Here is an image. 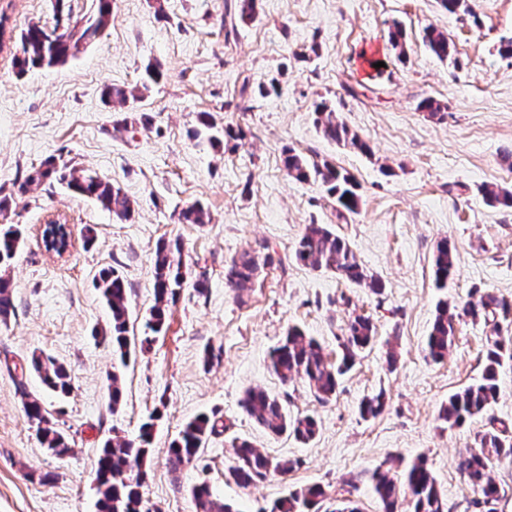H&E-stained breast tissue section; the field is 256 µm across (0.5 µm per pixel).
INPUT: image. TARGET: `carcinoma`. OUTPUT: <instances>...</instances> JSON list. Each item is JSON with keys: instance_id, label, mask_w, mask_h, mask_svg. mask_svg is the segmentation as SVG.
Listing matches in <instances>:
<instances>
[{"instance_id": "carcinoma-1", "label": "carcinoma", "mask_w": 512, "mask_h": 512, "mask_svg": "<svg viewBox=\"0 0 512 512\" xmlns=\"http://www.w3.org/2000/svg\"><path fill=\"white\" fill-rule=\"evenodd\" d=\"M227 11H234L242 21L252 20L257 13L256 0H231L225 4ZM112 17V0H95L93 13L84 25H63L56 19L53 30L58 32L55 41L44 39L47 26L30 23L20 32V50L13 55L12 64L22 75L34 68H52L64 64L83 44L94 41L108 26ZM423 41L440 60L451 55L448 38L442 32L428 27ZM318 126L323 136L344 146L361 151L368 145L357 134L340 122L336 113L327 106L318 107ZM283 167L287 175L298 181L318 179L327 188L328 196L336 207L350 213L359 209L360 197L353 178L327 160H310L289 148L284 152ZM63 181L80 196L97 201L105 210L119 219H127L134 211L133 201L119 186L97 175L85 173L67 164H58L49 158L41 168L26 176L24 183L47 179ZM484 199L491 204L512 208V190L483 188ZM22 241V231L14 224L0 226V269L10 267ZM295 259L314 271L332 272L341 278L368 289L376 296L384 294L383 282L367 273L357 259L350 243L336 234L328 224H310L302 235L294 253ZM271 256L259 258L245 250L233 257L224 276L228 284L242 290L249 287L268 264ZM435 287L442 291L436 314L426 337L424 351L433 362L448 357L455 335L454 321L457 309L474 322H483L489 328V344L483 357L480 378L448 398L440 411L439 419L448 427L460 426L477 415H488L485 430L477 433L475 446L461 457L459 470L466 485L478 496L477 504L483 512H498L497 505L503 497L499 484L491 476L492 463L503 457L512 458V433L504 421L491 414L499 393V378L504 367H512V302L492 293L483 292L463 304L448 303V284L456 275L455 246L444 238L437 242L432 258ZM185 273L181 247L177 243L162 241L154 259V305L147 323L149 330L160 333L168 317L170 304L183 287ZM95 286L102 294L111 312L109 330L103 333L120 358L128 354L127 333L128 300L123 279L113 269H103L95 278ZM14 310L12 284L0 275V322H7ZM376 327L368 316L353 314L336 337L339 353L332 362L321 344L304 334L297 326H290L279 345L271 353V369L287 384L297 378L303 380L314 397L327 403L336 397L340 377L349 371L373 342ZM31 369L52 392L65 395L70 392V375L64 366L43 353L34 354ZM384 395L379 393L364 398L359 405L362 417H375L385 408ZM242 408L254 422L268 434H287L297 441L308 443L318 432V421L311 415H292L288 400L271 396L260 389L245 392ZM24 413L36 427L41 445L53 456L63 458L72 448L67 437L53 426L43 401L27 397L23 401ZM221 418L217 414H201L189 421L168 448L169 465L177 471L201 458V451L208 437L217 433ZM153 424L147 422L140 428L139 439L126 440L114 437L106 442L96 460V489L98 512H151L143 509L140 488L148 478L149 444ZM294 466L291 460L275 461L251 442L235 444V457L228 468V475L237 485L248 488L266 480L273 473H285ZM368 482L383 505V512H397L400 500L411 502L412 512H448L437 480L424 460L419 459L399 471L389 462L377 465L366 473ZM360 475L348 480L353 486L364 478ZM196 512H235L229 505L214 498L205 482L191 488ZM327 499L320 484L292 490L279 498L270 512H319Z\"/></svg>"}]
</instances>
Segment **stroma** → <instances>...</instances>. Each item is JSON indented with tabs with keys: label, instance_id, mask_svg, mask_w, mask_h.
<instances>
[{
	"label": "stroma",
	"instance_id": "35a3bbf8",
	"mask_svg": "<svg viewBox=\"0 0 512 512\" xmlns=\"http://www.w3.org/2000/svg\"><path fill=\"white\" fill-rule=\"evenodd\" d=\"M8 42L0 47V187L15 195L0 224H17L25 241L8 270L14 312L0 323V512H96L95 462L105 440L136 438L156 415L148 478L141 492L154 512H195L191 486L207 483L238 512H267L288 491L325 487L327 512L348 496L363 512H379L367 484L349 490L352 475L389 458L424 457L450 512H478L457 469L487 420L447 427L439 412L449 396L476 381L489 332L456 323L448 357L423 351L440 296L431 270L441 238L456 247L449 301L472 289L512 300V209L487 205L483 187L512 190V0H465L451 14L438 0H259L249 22L225 12L224 0H112L102 35L67 63L17 75L14 38L31 22L53 23L54 0H11ZM405 31L398 57L388 32ZM448 36L442 61L422 41L424 28ZM379 67L365 64V57ZM165 76L140 98L109 102L110 86H140L145 69ZM278 79L282 94L239 108L242 84ZM425 97L445 110H418ZM326 103L370 153L325 139L316 106ZM209 113L218 145L195 138ZM243 138L227 137V130ZM326 159L347 171L361 197L357 213L337 215L320 182L287 177L286 149ZM98 174L134 201L121 220L60 183L25 184L48 157ZM201 204L204 224L181 211ZM69 224L73 246L46 251L39 229ZM328 224L359 261L386 285L383 295L293 258L308 225ZM93 242H86V232ZM179 243L185 282L166 325L141 349L154 303L153 266L160 241ZM245 249L271 254L251 288L236 294L224 268ZM115 269L128 289L130 358L122 367V399L110 407L112 345L100 335L111 314L94 286ZM205 281L197 292V281ZM371 316L376 339L342 378L335 400L318 402L302 381L282 384L269 352L288 326L317 339L329 356L351 313ZM398 354L388 369L387 348ZM45 353L71 377L67 397L48 393L28 363ZM260 388L288 396L294 414L320 422L303 444L264 432L241 406ZM384 394L386 407L364 418L365 397ZM41 398L71 443L51 456L23 410L24 395ZM219 413L229 430L209 436L201 461L173 471L168 446L202 413ZM253 442L275 460H294L284 475L249 488L227 476L232 438Z\"/></svg>",
	"mask_w": 512,
	"mask_h": 512
}]
</instances>
